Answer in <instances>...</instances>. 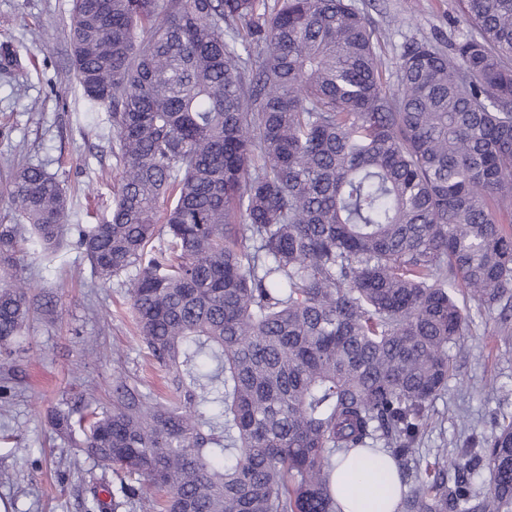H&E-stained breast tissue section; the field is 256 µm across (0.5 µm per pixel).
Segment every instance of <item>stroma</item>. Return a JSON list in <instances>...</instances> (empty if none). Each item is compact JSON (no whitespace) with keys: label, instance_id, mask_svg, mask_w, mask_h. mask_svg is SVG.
<instances>
[{"label":"stroma","instance_id":"obj_1","mask_svg":"<svg viewBox=\"0 0 512 512\" xmlns=\"http://www.w3.org/2000/svg\"><path fill=\"white\" fill-rule=\"evenodd\" d=\"M381 41L390 86L398 84L405 46L429 42L453 53L467 33L456 18L460 0H353ZM72 0H0V48L27 70L17 80L0 64V212L12 170L39 165L57 174L70 196L68 224L109 219L118 171L106 109H90L69 70L67 38ZM22 276L35 286L31 317L10 369L11 404L0 411V512H87L84 468L49 420L60 404L88 394L112 403V374L148 375L146 351L129 313L126 286L101 283L68 232L53 253H27ZM496 314L473 316L451 349L456 371L430 406L432 426L415 445L419 464L454 451L470 431L489 432L512 416V355Z\"/></svg>","mask_w":512,"mask_h":512}]
</instances>
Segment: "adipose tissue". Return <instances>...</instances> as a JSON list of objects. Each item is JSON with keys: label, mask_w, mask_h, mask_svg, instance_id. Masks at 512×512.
<instances>
[{"label": "adipose tissue", "mask_w": 512, "mask_h": 512, "mask_svg": "<svg viewBox=\"0 0 512 512\" xmlns=\"http://www.w3.org/2000/svg\"><path fill=\"white\" fill-rule=\"evenodd\" d=\"M333 480L343 512H394L399 494L394 463L376 468L365 456H340Z\"/></svg>", "instance_id": "adipose-tissue-1"}]
</instances>
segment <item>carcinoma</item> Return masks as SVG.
<instances>
[{
	"mask_svg": "<svg viewBox=\"0 0 512 512\" xmlns=\"http://www.w3.org/2000/svg\"><path fill=\"white\" fill-rule=\"evenodd\" d=\"M461 2L454 56L407 46L393 91L350 0H73L74 74L120 171L78 240L129 284L168 389L118 374L112 409L51 416L117 479L89 487L99 512L152 490L161 512H342L354 449L395 463L394 512H512V418L407 464L468 327L458 295L512 316V0ZM6 192L5 273L54 252L69 210L41 166ZM32 288L0 282L1 361Z\"/></svg>",
	"mask_w": 512,
	"mask_h": 512,
	"instance_id": "carcinoma-1",
	"label": "carcinoma"
}]
</instances>
